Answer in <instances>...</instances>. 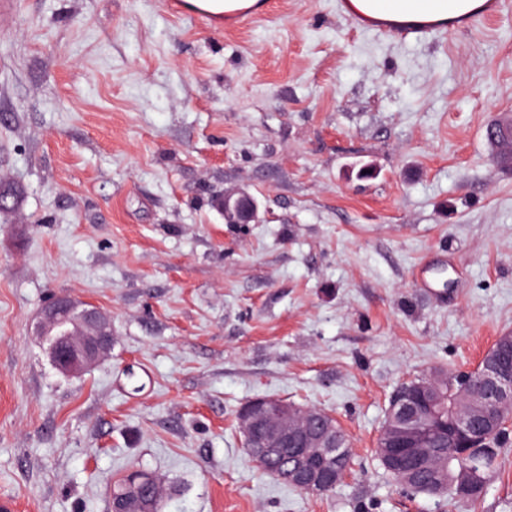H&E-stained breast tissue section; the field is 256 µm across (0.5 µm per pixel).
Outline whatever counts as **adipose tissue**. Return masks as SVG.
Listing matches in <instances>:
<instances>
[{
  "label": "adipose tissue",
  "mask_w": 512,
  "mask_h": 512,
  "mask_svg": "<svg viewBox=\"0 0 512 512\" xmlns=\"http://www.w3.org/2000/svg\"><path fill=\"white\" fill-rule=\"evenodd\" d=\"M489 6V0H345L344 10L366 23L416 30L453 28Z\"/></svg>",
  "instance_id": "ef3b65f1"
}]
</instances>
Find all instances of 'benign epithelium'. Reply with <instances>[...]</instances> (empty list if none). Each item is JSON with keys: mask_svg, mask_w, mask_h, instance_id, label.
Returning <instances> with one entry per match:
<instances>
[{"mask_svg": "<svg viewBox=\"0 0 512 512\" xmlns=\"http://www.w3.org/2000/svg\"><path fill=\"white\" fill-rule=\"evenodd\" d=\"M211 204L226 224L259 221V205L249 193L229 189L211 198ZM37 331L48 340L47 349L59 370L79 373L105 356L112 346V318L100 308L68 297L48 303L41 312ZM484 383L473 386L467 374L448 379L456 393L454 416L443 424L446 407L439 394L440 374L433 372L414 389L399 386L391 394L387 417L375 448L387 470L410 488L418 475H434L428 491L447 494L448 483L440 477L444 460L424 451L435 437L448 438L453 447H464L473 455L491 454L485 443L486 428L495 424L487 412L497 403L498 416L512 421V369L502 355L489 351L481 360ZM320 412L282 398H259L240 410L239 423L244 446L251 459L261 465L275 455L284 465L279 478L298 490L319 495L340 484L347 472L327 464V457L344 453L343 440L327 426L315 423ZM112 512H155L151 503L123 497L113 501Z\"/></svg>", "mask_w": 512, "mask_h": 512, "instance_id": "benign-epithelium-1", "label": "benign epithelium"}]
</instances>
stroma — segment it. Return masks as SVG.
Segmentation results:
<instances>
[{"label":"stroma","instance_id":"stroma-1","mask_svg":"<svg viewBox=\"0 0 512 512\" xmlns=\"http://www.w3.org/2000/svg\"><path fill=\"white\" fill-rule=\"evenodd\" d=\"M344 0L208 22L165 0H18L0 27V499L111 512L154 475L161 512H454L374 454L389 397L472 370L512 333V0L454 29L359 24ZM371 176H362V166ZM239 188L257 224H227ZM112 317L60 373L51 298ZM333 414L354 466L313 496L245 455L237 413ZM472 512H512V446ZM211 204L227 224H252L259 221V205L248 192L229 189L213 195Z\"/></svg>","mask_w":512,"mask_h":512}]
</instances>
